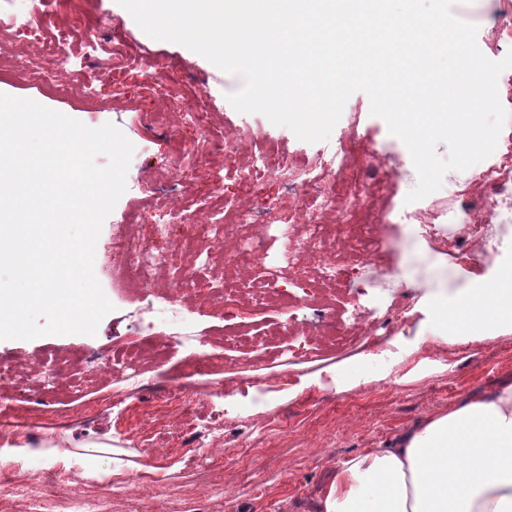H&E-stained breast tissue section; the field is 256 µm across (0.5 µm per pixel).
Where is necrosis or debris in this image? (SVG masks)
<instances>
[{
    "label": "necrosis or debris",
    "instance_id": "1",
    "mask_svg": "<svg viewBox=\"0 0 512 512\" xmlns=\"http://www.w3.org/2000/svg\"><path fill=\"white\" fill-rule=\"evenodd\" d=\"M15 3L17 10L12 25L16 38L37 44L41 55L54 61L53 69L35 72V79L53 92L65 93L62 77L76 60L67 51L62 36L43 27L35 14L69 10L72 0H38L33 8L29 7L28 0H15ZM501 104L509 117L504 124L506 133L498 139L495 163L461 178L465 191L476 195V219L461 225L455 214H448L446 221L454 225L456 231L446 238L442 237L439 225L424 226L426 235L448 249L459 263L477 256L488 260L495 258L504 243L512 242V94L503 95ZM342 159L343 154L338 151L328 158L307 160L302 172L293 174L290 183L294 193L293 208L298 212L315 206L330 207L336 200H343L336 227L310 223L298 237L292 225L270 220L253 228L244 223L241 216L228 213L220 223H201L199 241L175 244L171 241L172 216L161 213L156 215L146 234L136 230L134 225H124L121 232L103 245V259L97 272L106 276L118 272L138 287H148L154 284L161 266L182 258L206 262L215 247L223 249L225 265L239 264L255 255V239L262 236L276 243L278 255L290 264L300 262L308 252L321 253L322 279L338 277L355 287L363 284L381 287L383 278L375 271L373 257L383 253L398 255L402 248L373 235L372 228L379 219L392 216L401 224L419 223V211L399 205L387 211L377 206L376 201L390 175L372 163L364 170L362 180L351 195L342 196ZM279 288L280 282L272 273L258 276L249 271L238 279L225 281L223 288L214 291L211 298L223 303L225 309L236 310L240 307V294L245 293L257 308L265 305L268 294Z\"/></svg>",
    "mask_w": 512,
    "mask_h": 512
}]
</instances>
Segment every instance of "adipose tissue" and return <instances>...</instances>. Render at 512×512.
Masks as SVG:
<instances>
[{
    "label": "adipose tissue",
    "mask_w": 512,
    "mask_h": 512,
    "mask_svg": "<svg viewBox=\"0 0 512 512\" xmlns=\"http://www.w3.org/2000/svg\"><path fill=\"white\" fill-rule=\"evenodd\" d=\"M484 332L512 327V266L461 299ZM318 512H512V383L430 414L333 471Z\"/></svg>",
    "instance_id": "adipose-tissue-1"
}]
</instances>
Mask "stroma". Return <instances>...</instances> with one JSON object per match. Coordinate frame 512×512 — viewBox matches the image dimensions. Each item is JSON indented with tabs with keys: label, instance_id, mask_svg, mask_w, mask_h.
<instances>
[{
	"label": "stroma",
	"instance_id": "35a3bbf8",
	"mask_svg": "<svg viewBox=\"0 0 512 512\" xmlns=\"http://www.w3.org/2000/svg\"><path fill=\"white\" fill-rule=\"evenodd\" d=\"M451 11L478 26V46L490 60L512 50V0H454ZM88 17L97 18L104 37L131 47L122 82H113L112 60L105 57L95 94L77 87L58 98L21 71L0 75V93L33 99L91 128L113 124L133 144L126 190L101 239L111 238L127 215L149 224L155 205L194 211L217 195L262 224L268 200L285 191L286 181L276 173L252 190L241 189L223 152L201 147L192 125L145 135L141 124L148 112H209L213 137L239 138L235 159L250 165L272 144L288 168L347 142L341 178L349 183L361 175L366 159L359 148L367 141L378 149L376 164L392 175L395 201L416 186L408 149L372 115L366 93L349 97L327 140L309 143L262 114L236 111L227 97L240 90L241 77L181 44L153 39L118 0H74L70 15L43 21L53 30L69 29ZM181 147L198 150L200 177L176 176ZM416 206L435 224L451 206L463 223L474 212L458 198L450 172ZM378 265L390 287L357 290L340 283L325 311L299 298L292 318L280 303H270L267 311L243 319L248 340L230 355L224 352V307L209 300L211 285L224 274L219 261L198 266L189 294L164 275L141 291L125 288L117 277L101 278L114 309L95 335L0 340V367L14 373L0 382V415L26 423L0 434V447L32 442L53 450L0 459V512H75L80 503L90 512H317L321 486L346 459L512 381V328L483 340L451 339L443 334L444 313L435 307L436 297L451 300L490 283L500 266L512 265V251L493 262L458 265L417 235L402 257L386 255ZM401 304L409 306L408 318L379 350L373 337L360 334L284 366L249 342L273 330L313 340L357 317L390 319ZM185 326L196 343L169 346ZM149 337L166 342L165 357L137 364L138 380L129 382L130 348ZM207 356L214 360L211 368L187 376V363ZM87 468L98 478L85 477Z\"/></svg>",
	"mask_w": 512,
	"mask_h": 512
}]
</instances>
